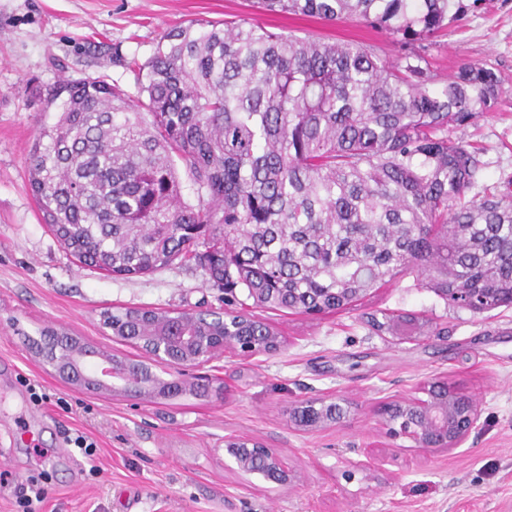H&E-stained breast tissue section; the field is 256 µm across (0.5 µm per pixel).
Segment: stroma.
Masks as SVG:
<instances>
[{"label":"stroma","instance_id":"1","mask_svg":"<svg viewBox=\"0 0 512 512\" xmlns=\"http://www.w3.org/2000/svg\"><path fill=\"white\" fill-rule=\"evenodd\" d=\"M248 17L274 32L376 45L388 35L360 20L272 16L255 0H0V472L15 485L49 477L36 512H512V306L481 314L446 302L415 275L396 277L344 310L310 317L243 309L284 340L273 354L197 367L226 381L223 397L138 403L70 385L31 356L27 337L61 329L112 354L138 357L103 323L129 307L161 313L216 309L222 289L195 262L113 276L72 257L43 223L28 155L60 115L50 100L64 79L92 77L134 90L115 55L147 59L164 31L199 20ZM425 55L438 79L472 61L493 67L502 92L490 112L453 129L484 164L481 186L512 193V0H483ZM409 315L407 341L374 330L371 316ZM445 381L476 399L482 417L461 448L433 452L388 439L377 409L424 398ZM50 399L35 402L31 385ZM348 399L338 424L291 426L300 402ZM83 433L86 457L68 444ZM229 437L264 440L295 473L279 487L239 472Z\"/></svg>","mask_w":512,"mask_h":512}]
</instances>
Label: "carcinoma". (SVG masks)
<instances>
[{
    "label": "carcinoma",
    "mask_w": 512,
    "mask_h": 512,
    "mask_svg": "<svg viewBox=\"0 0 512 512\" xmlns=\"http://www.w3.org/2000/svg\"><path fill=\"white\" fill-rule=\"evenodd\" d=\"M267 12L357 17L398 45L273 32L251 19L164 33L123 60L136 94L88 78L54 91L29 184L44 223L81 264L146 275L193 260L224 289L239 336H274L234 308L310 314L357 302L403 272L483 313L512 305V203L475 193L479 153L449 136L489 111L497 73L465 62L437 88L416 44L464 0H259ZM197 202L183 198L178 163ZM114 336H164L163 314L106 317Z\"/></svg>",
    "instance_id": "cac0c4a2"
}]
</instances>
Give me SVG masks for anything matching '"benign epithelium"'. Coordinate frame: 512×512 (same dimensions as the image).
<instances>
[{
    "instance_id": "obj_1",
    "label": "benign epithelium",
    "mask_w": 512,
    "mask_h": 512,
    "mask_svg": "<svg viewBox=\"0 0 512 512\" xmlns=\"http://www.w3.org/2000/svg\"><path fill=\"white\" fill-rule=\"evenodd\" d=\"M144 352L142 359H122L109 351L82 344L65 331L43 330L27 337L32 353L45 369L94 393L108 392L128 400L172 399L185 394L221 397L224 383L216 378L201 379L193 370L232 352L242 358L280 348L246 345L239 336H122ZM156 364L175 366L178 372L165 378L153 371ZM427 399L390 400L378 415L391 439L408 438L421 448L435 451L460 448L480 420L481 412L472 396L438 382L427 386ZM345 407L334 398L306 401L292 413V422L302 427L335 424L344 418ZM225 453L241 472L258 475L284 486L292 481L281 458L261 440L237 439L224 442Z\"/></svg>"
}]
</instances>
